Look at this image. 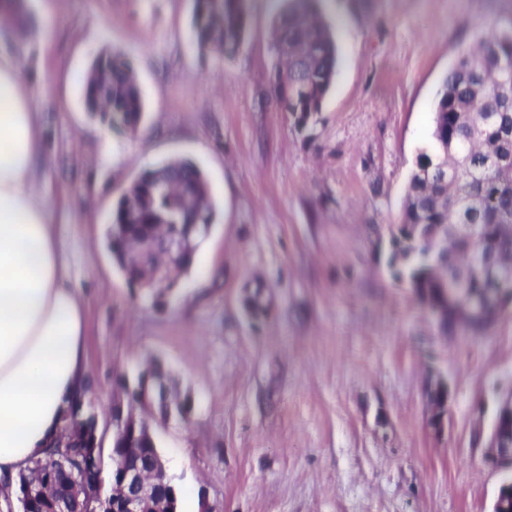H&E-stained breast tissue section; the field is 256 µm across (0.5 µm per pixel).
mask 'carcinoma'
<instances>
[{"mask_svg":"<svg viewBox=\"0 0 512 512\" xmlns=\"http://www.w3.org/2000/svg\"><path fill=\"white\" fill-rule=\"evenodd\" d=\"M273 18L276 78L273 94L299 125L321 111L336 79L338 51L330 25L313 0H281ZM250 0H194L192 43L202 53H235L244 43ZM0 23L22 34L24 0H0ZM89 112L113 130L138 129L144 101L136 74L117 50L100 55L82 83ZM417 167L430 174L410 177L403 218L392 234V275L410 288H436L433 270L441 252L427 238V225L451 224L448 273L463 276V288H487L468 255L512 256V27L499 29L462 51L442 83L433 110L429 143ZM214 201L208 183L189 159L177 158L141 172L121 194L106 233L107 247L129 274L123 240L146 236L150 224H211ZM98 418L79 403L71 410L64 444L33 459L16 481L15 495L41 512L47 497L84 498L100 486L103 454L91 444ZM110 453L142 464L157 454L146 429L126 426Z\"/></svg>","mask_w":512,"mask_h":512,"instance_id":"obj_1","label":"carcinoma"}]
</instances>
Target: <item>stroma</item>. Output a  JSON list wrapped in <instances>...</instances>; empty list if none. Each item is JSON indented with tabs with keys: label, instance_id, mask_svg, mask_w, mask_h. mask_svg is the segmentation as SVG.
<instances>
[{
	"label": "stroma",
	"instance_id": "1",
	"mask_svg": "<svg viewBox=\"0 0 512 512\" xmlns=\"http://www.w3.org/2000/svg\"><path fill=\"white\" fill-rule=\"evenodd\" d=\"M31 39L0 35L39 100L57 223L87 301L88 407L104 428L151 362L188 420L143 417L193 512H491L488 424L512 391V314L446 336L390 273L391 229L458 54L512 0H318L338 49L306 126L273 94L277 0H251L237 53L192 44V0H25ZM141 85L136 135L90 118L81 80L103 49ZM190 158L216 203L189 272L161 300L103 242L142 171ZM448 382V425L426 392ZM126 384V385H127Z\"/></svg>",
	"mask_w": 512,
	"mask_h": 512
}]
</instances>
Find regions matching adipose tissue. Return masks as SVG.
<instances>
[{"mask_svg": "<svg viewBox=\"0 0 512 512\" xmlns=\"http://www.w3.org/2000/svg\"><path fill=\"white\" fill-rule=\"evenodd\" d=\"M21 62L0 50V497L63 440L90 392L87 311L41 189L38 105Z\"/></svg>", "mask_w": 512, "mask_h": 512, "instance_id": "obj_1", "label": "adipose tissue"}]
</instances>
